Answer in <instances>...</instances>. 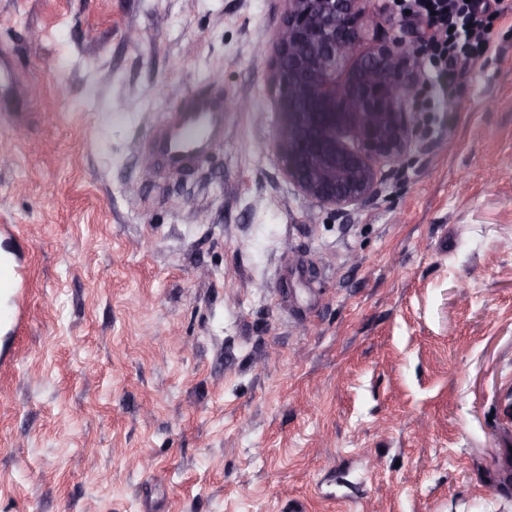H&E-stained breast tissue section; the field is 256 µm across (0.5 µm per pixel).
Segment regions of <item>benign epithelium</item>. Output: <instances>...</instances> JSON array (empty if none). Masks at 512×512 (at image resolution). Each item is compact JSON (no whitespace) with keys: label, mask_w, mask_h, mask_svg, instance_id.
<instances>
[{"label":"benign epithelium","mask_w":512,"mask_h":512,"mask_svg":"<svg viewBox=\"0 0 512 512\" xmlns=\"http://www.w3.org/2000/svg\"><path fill=\"white\" fill-rule=\"evenodd\" d=\"M268 62L281 170L305 198L359 206L380 167L399 161L411 138L406 106L417 47L368 39L362 0H285Z\"/></svg>","instance_id":"benign-epithelium-1"}]
</instances>
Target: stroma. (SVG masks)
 I'll return each instance as SVG.
<instances>
[{"label": "stroma", "instance_id": "stroma-1", "mask_svg": "<svg viewBox=\"0 0 512 512\" xmlns=\"http://www.w3.org/2000/svg\"><path fill=\"white\" fill-rule=\"evenodd\" d=\"M284 18L0 0V512H512V18L341 212L280 171ZM214 80L223 141L144 168Z\"/></svg>", "mask_w": 512, "mask_h": 512}]
</instances>
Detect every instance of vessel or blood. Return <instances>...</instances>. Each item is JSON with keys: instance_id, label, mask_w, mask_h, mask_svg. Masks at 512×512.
Listing matches in <instances>:
<instances>
[{"instance_id": "vessel-or-blood-1", "label": "vessel or blood", "mask_w": 512, "mask_h": 512, "mask_svg": "<svg viewBox=\"0 0 512 512\" xmlns=\"http://www.w3.org/2000/svg\"><path fill=\"white\" fill-rule=\"evenodd\" d=\"M223 138V98L198 94L164 114L146 147L153 165L180 170L202 159Z\"/></svg>"}]
</instances>
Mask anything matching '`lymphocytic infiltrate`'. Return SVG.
<instances>
[{"label": "lymphocytic infiltrate", "instance_id": "1", "mask_svg": "<svg viewBox=\"0 0 512 512\" xmlns=\"http://www.w3.org/2000/svg\"><path fill=\"white\" fill-rule=\"evenodd\" d=\"M422 33L424 82L411 96L418 112H436L462 67L482 63L494 43V22L512 16V0H396Z\"/></svg>", "mask_w": 512, "mask_h": 512}]
</instances>
